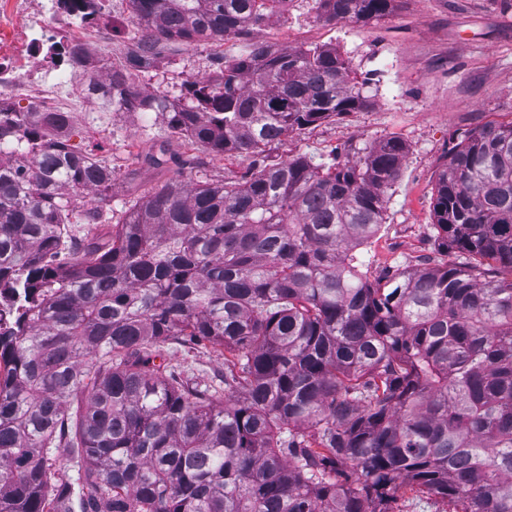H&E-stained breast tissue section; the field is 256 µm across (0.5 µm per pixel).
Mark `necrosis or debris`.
<instances>
[{"label": "necrosis or debris", "instance_id": "4bbe7bcc", "mask_svg": "<svg viewBox=\"0 0 512 512\" xmlns=\"http://www.w3.org/2000/svg\"><path fill=\"white\" fill-rule=\"evenodd\" d=\"M112 0H0V104L27 98L66 107L74 90L69 50L93 40Z\"/></svg>", "mask_w": 512, "mask_h": 512}]
</instances>
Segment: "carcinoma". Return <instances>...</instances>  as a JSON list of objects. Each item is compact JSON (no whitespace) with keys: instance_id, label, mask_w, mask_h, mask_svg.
<instances>
[{"instance_id":"1","label":"carcinoma","mask_w":512,"mask_h":512,"mask_svg":"<svg viewBox=\"0 0 512 512\" xmlns=\"http://www.w3.org/2000/svg\"><path fill=\"white\" fill-rule=\"evenodd\" d=\"M290 0H130L126 63L87 76L105 112L166 111L134 72L222 41ZM394 0H318L328 23ZM187 80L170 124L253 157L239 181H165L107 238L112 170L68 117L0 111V512H512V123L461 135L438 171L439 261L373 275L407 148L269 162L290 134L369 106L330 47L248 46ZM97 205L72 220L76 197ZM224 351L200 385L152 347ZM77 468V479L66 474Z\"/></svg>"}]
</instances>
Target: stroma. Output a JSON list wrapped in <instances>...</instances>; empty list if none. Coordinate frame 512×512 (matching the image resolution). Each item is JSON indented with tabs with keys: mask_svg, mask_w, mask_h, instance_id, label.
Listing matches in <instances>:
<instances>
[{
	"mask_svg": "<svg viewBox=\"0 0 512 512\" xmlns=\"http://www.w3.org/2000/svg\"><path fill=\"white\" fill-rule=\"evenodd\" d=\"M136 31L128 0H112L111 16L87 46V69L123 64ZM252 42L277 49L333 47L367 80V108L293 133L270 155L330 164L350 149L399 137L406 161L387 193L385 222L361 258L375 274L412 271L436 258L432 209L440 166L461 134L512 121V6L504 0H394L380 19L334 24L320 18L317 0H290L286 14L242 37L165 50L154 67L136 73L134 83L142 93L184 104L186 80L210 76L215 57L242 54ZM71 108L70 146L93 153L112 171V195L103 210L113 222L172 176V169L150 165L147 156L167 152L194 181L238 180L251 167L250 156H224L192 143L165 112H104L81 96ZM159 351L199 384L224 372L223 354L207 343L192 350L165 344Z\"/></svg>",
	"mask_w": 512,
	"mask_h": 512,
	"instance_id": "1",
	"label": "stroma"
}]
</instances>
